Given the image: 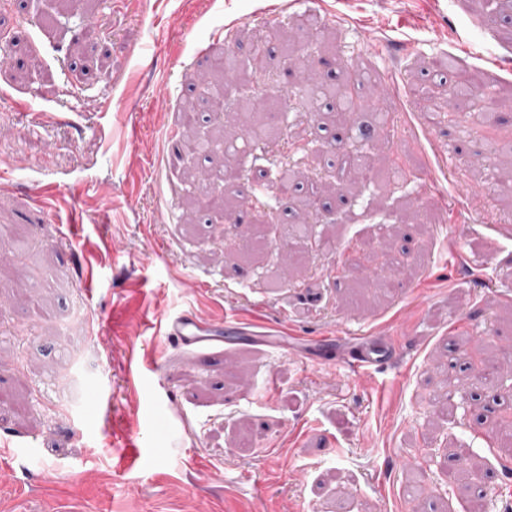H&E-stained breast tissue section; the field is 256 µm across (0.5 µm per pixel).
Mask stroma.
<instances>
[{
	"label": "stroma",
	"mask_w": 512,
	"mask_h": 512,
	"mask_svg": "<svg viewBox=\"0 0 512 512\" xmlns=\"http://www.w3.org/2000/svg\"><path fill=\"white\" fill-rule=\"evenodd\" d=\"M95 42H76L85 27ZM270 52L227 76L224 108L262 113L233 151L187 137L221 122L206 83L229 49ZM320 78L383 83L392 120L315 117L290 48ZM483 72L512 139V9L483 0H0V512H464L449 481L469 448L487 512H512V374L474 398L461 379L512 353V195L477 113L444 67ZM167 77L159 87V77ZM193 104L192 130L180 123ZM366 151L405 178L342 188ZM235 167L228 204L190 215L196 179ZM302 171L280 193V173ZM83 217L69 235L44 185ZM377 238L380 259L341 272ZM96 262L92 293L84 259ZM84 311L70 318L73 305ZM259 314L304 342L244 329L210 357L156 320ZM332 336L330 356L313 342ZM401 337L359 374L360 347Z\"/></svg>",
	"instance_id": "obj_1"
}]
</instances>
